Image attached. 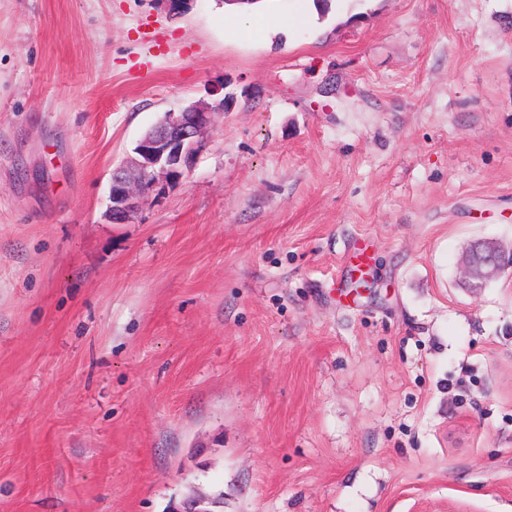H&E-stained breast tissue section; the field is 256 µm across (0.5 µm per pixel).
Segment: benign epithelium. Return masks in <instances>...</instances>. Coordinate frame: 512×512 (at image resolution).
I'll use <instances>...</instances> for the list:
<instances>
[{
    "label": "benign epithelium",
    "mask_w": 512,
    "mask_h": 512,
    "mask_svg": "<svg viewBox=\"0 0 512 512\" xmlns=\"http://www.w3.org/2000/svg\"><path fill=\"white\" fill-rule=\"evenodd\" d=\"M226 106L225 99L216 106L190 105L165 113L162 120L146 130L135 148L136 157L112 169L105 217L114 224H125L157 189L159 180H181L193 167L214 115ZM511 267L512 254L507 256L496 245L480 242L467 253L463 275L470 287L478 290Z\"/></svg>",
    "instance_id": "1"
}]
</instances>
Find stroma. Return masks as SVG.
I'll list each match as a JSON object with an SVG mask.
<instances>
[{
	"label": "stroma",
	"instance_id": "35a3bbf8",
	"mask_svg": "<svg viewBox=\"0 0 512 512\" xmlns=\"http://www.w3.org/2000/svg\"><path fill=\"white\" fill-rule=\"evenodd\" d=\"M304 6L0 0V512H512V0ZM226 106V98L216 106L190 105L165 113L146 130L134 150L137 156L112 169L105 217L113 224H125L157 189L160 178L166 184L181 180L193 167L214 115ZM512 267L511 255L506 256L494 244L480 242L473 245L466 256L463 275L474 290L483 288L492 277Z\"/></svg>",
	"mask_w": 512,
	"mask_h": 512
}]
</instances>
